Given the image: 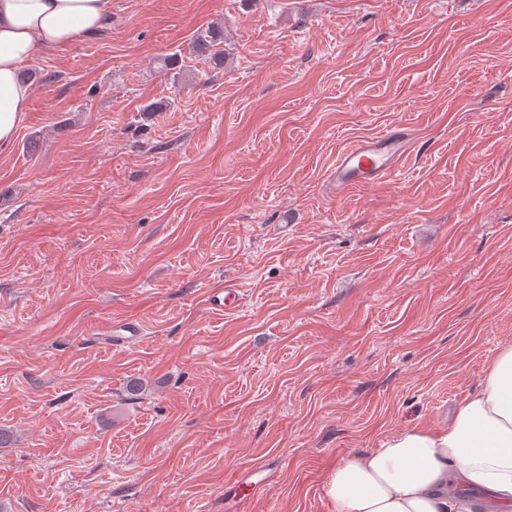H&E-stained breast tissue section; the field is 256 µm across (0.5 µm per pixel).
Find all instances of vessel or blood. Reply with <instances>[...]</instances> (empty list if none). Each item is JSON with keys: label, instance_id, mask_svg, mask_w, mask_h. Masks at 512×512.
<instances>
[{"label": "vessel or blood", "instance_id": "obj_1", "mask_svg": "<svg viewBox=\"0 0 512 512\" xmlns=\"http://www.w3.org/2000/svg\"><path fill=\"white\" fill-rule=\"evenodd\" d=\"M407 150L408 141L400 126L356 140L337 155L328 175L329 184L340 193L354 186L377 183L397 172Z\"/></svg>", "mask_w": 512, "mask_h": 512}]
</instances>
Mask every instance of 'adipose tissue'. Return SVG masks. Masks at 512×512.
<instances>
[{
  "instance_id": "obj_1",
  "label": "adipose tissue",
  "mask_w": 512,
  "mask_h": 512,
  "mask_svg": "<svg viewBox=\"0 0 512 512\" xmlns=\"http://www.w3.org/2000/svg\"><path fill=\"white\" fill-rule=\"evenodd\" d=\"M112 0H0V153L13 145L32 98L23 65L97 31ZM463 485L476 499L457 497ZM334 512H512V345L489 362L481 388L448 425L406 427L330 469Z\"/></svg>"
}]
</instances>
